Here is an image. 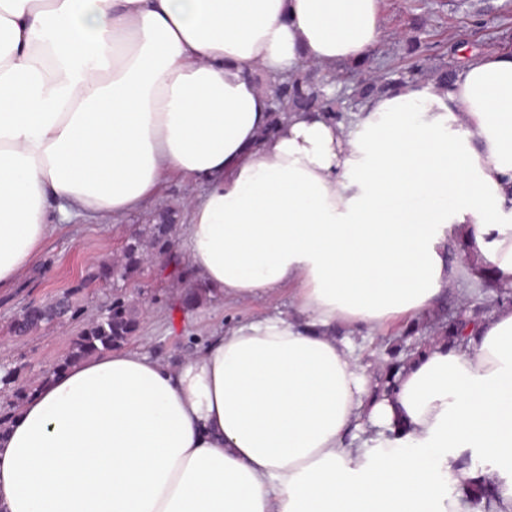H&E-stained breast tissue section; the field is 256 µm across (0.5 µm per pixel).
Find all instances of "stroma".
<instances>
[{
	"instance_id": "stroma-1",
	"label": "stroma",
	"mask_w": 512,
	"mask_h": 512,
	"mask_svg": "<svg viewBox=\"0 0 512 512\" xmlns=\"http://www.w3.org/2000/svg\"><path fill=\"white\" fill-rule=\"evenodd\" d=\"M484 6L491 8L493 16H512V0H381L379 51L398 60L405 36L419 19L424 22L431 55L446 63L473 51H511L512 30L499 35L493 28L472 26L470 12ZM201 191L199 183L172 176L161 193L137 211L105 220L73 217L46 241L38 258L18 274L13 285L0 290V417L15 413L24 394L33 393L52 367L69 361L78 336L103 306L111 304L113 293L104 287L103 275L113 257L123 255L130 243L140 242L141 262L122 289L149 299L151 307L140 317L127 344L160 361L192 356L210 336L246 319L269 313L298 317L284 289L245 299L197 295L183 239L190 205ZM160 222L166 223L171 244L162 257L150 246L153 226ZM448 253L457 275L430 308L400 318L385 330L337 328V336L348 337L365 371L370 397L388 390L419 350L433 342L467 349L474 343L467 325L479 324L500 306L512 305V288L499 284L491 266L474 262L456 234L448 236ZM63 294L72 304V316L41 325L25 336L13 334L15 321L27 308ZM458 462L473 475L469 498L473 512H498L489 461L468 451Z\"/></svg>"
}]
</instances>
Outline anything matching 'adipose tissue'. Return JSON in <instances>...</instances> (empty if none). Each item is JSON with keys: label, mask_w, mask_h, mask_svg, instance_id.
Segmentation results:
<instances>
[{"label": "adipose tissue", "mask_w": 512, "mask_h": 512, "mask_svg": "<svg viewBox=\"0 0 512 512\" xmlns=\"http://www.w3.org/2000/svg\"><path fill=\"white\" fill-rule=\"evenodd\" d=\"M380 0H0V288L72 216L202 185L183 248L213 297L291 286L168 363L138 349L51 375L0 429V512H471L493 463L512 507V306L434 343L380 400L337 325L425 310L455 278L449 225L512 288V54L410 81L353 122L276 117L264 82L367 59ZM452 197L425 223L404 206ZM394 430L343 447L361 419ZM458 463L468 468L473 475L470 488L466 492L472 510L478 512H499L495 500V482L489 477L487 472L491 466L487 459L481 455L467 451L458 458ZM472 492H478L474 496Z\"/></svg>", "instance_id": "adipose-tissue-1"}]
</instances>
